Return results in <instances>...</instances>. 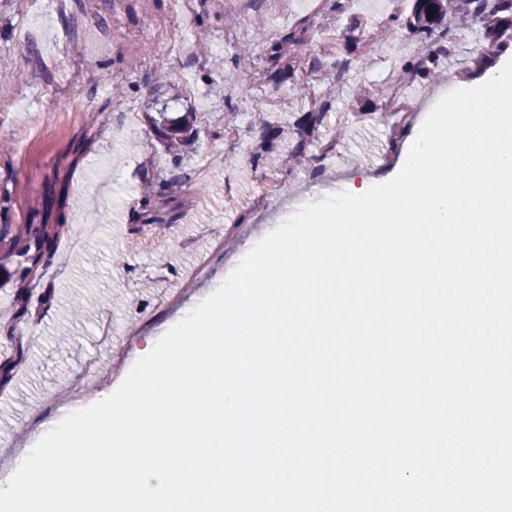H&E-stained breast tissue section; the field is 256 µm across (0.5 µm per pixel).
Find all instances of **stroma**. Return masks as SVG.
<instances>
[{"instance_id":"1","label":"stroma","mask_w":512,"mask_h":512,"mask_svg":"<svg viewBox=\"0 0 512 512\" xmlns=\"http://www.w3.org/2000/svg\"><path fill=\"white\" fill-rule=\"evenodd\" d=\"M393 0H340L339 8L315 11L313 0H193L181 12L173 0H0V227L43 222L52 186L67 184L61 225L51 227L57 264L40 266L19 279L12 239L0 238V366L12 365L0 381V467L14 468L17 449L50 424V395L92 361L111 365L115 353L136 352L161 336L181 309L213 293L241 263L243 246L217 252L214 236L230 224L247 226L246 245H256L309 193L336 191L363 174L385 181L398 173L397 146L412 124L380 118L368 82L388 81L385 54L411 32L392 22ZM382 24L387 40L380 51L366 48L364 32ZM305 32L302 44L286 48L292 69L274 72L271 44L290 31ZM339 40H330V32ZM199 35L206 59L187 58L181 38ZM454 56L441 57L439 78L413 79L406 91L419 110L434 105L450 87L477 81L512 53L476 52L477 25L460 26ZM251 51V75H237L236 53ZM320 58L324 68L309 85L323 92L335 83L334 64L350 76L329 100L332 123L347 136L335 152L280 170V194L261 198L255 183L264 175L259 146L284 148L283 127L304 123V100L289 90L300 65ZM196 113L197 133L173 161L155 124L158 112ZM162 194L165 221L138 218L144 175ZM267 220L250 221L252 210ZM209 275L186 282L184 272L200 259ZM121 293L126 303L111 309L110 341H102V312L74 317L75 294ZM180 302L168 304L171 294ZM141 335H133V328Z\"/></svg>"}]
</instances>
